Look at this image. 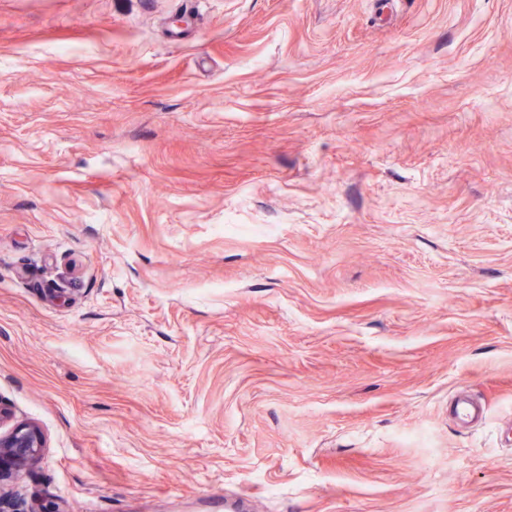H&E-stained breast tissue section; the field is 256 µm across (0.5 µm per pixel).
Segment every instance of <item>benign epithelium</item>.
<instances>
[{
	"mask_svg": "<svg viewBox=\"0 0 512 512\" xmlns=\"http://www.w3.org/2000/svg\"><path fill=\"white\" fill-rule=\"evenodd\" d=\"M42 448V434L33 425H17L8 434H0V512H6L8 504L3 486L28 472L40 459Z\"/></svg>",
	"mask_w": 512,
	"mask_h": 512,
	"instance_id": "7a95c632",
	"label": "benign epithelium"
}]
</instances>
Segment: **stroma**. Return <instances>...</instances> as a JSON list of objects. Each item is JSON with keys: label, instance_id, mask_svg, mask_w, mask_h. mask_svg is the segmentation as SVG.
I'll return each instance as SVG.
<instances>
[{"label": "stroma", "instance_id": "obj_1", "mask_svg": "<svg viewBox=\"0 0 512 512\" xmlns=\"http://www.w3.org/2000/svg\"><path fill=\"white\" fill-rule=\"evenodd\" d=\"M0 406L19 512H512V0H0ZM455 407L452 416L463 426H470L482 416L484 408L475 402L466 389L459 390L455 399ZM44 441L33 425L15 426L8 434H0V511L6 512L8 498L3 486L28 472L40 459Z\"/></svg>", "mask_w": 512, "mask_h": 512}]
</instances>
